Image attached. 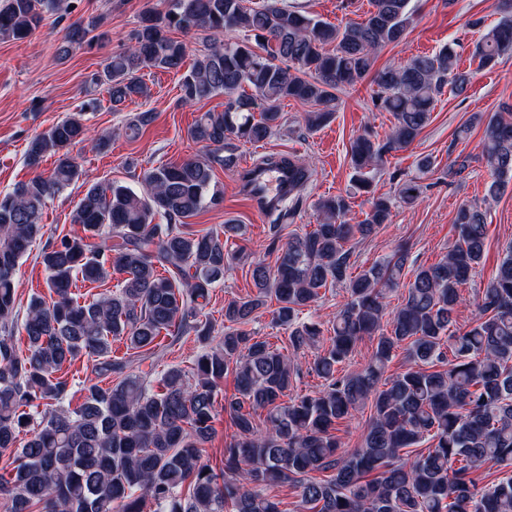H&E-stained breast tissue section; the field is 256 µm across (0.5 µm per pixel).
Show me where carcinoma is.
<instances>
[{"label":"carcinoma","instance_id":"1","mask_svg":"<svg viewBox=\"0 0 512 512\" xmlns=\"http://www.w3.org/2000/svg\"><path fill=\"white\" fill-rule=\"evenodd\" d=\"M410 2L372 0L364 20L343 26L282 0L259 8L245 0H169L164 12L144 10L130 44L92 78L107 86L112 109L148 95L141 69H182L188 47L171 32L242 29L241 39L208 44L180 80L182 103L222 96L224 109L202 113L191 127L201 153L143 170L141 190L88 184L71 215L78 230L37 255L50 300L31 298L21 321L15 278L43 237L46 203L82 176L73 148L89 144L104 152L112 135H91L83 107L28 141L27 166L37 168L49 155L54 168L0 190V455L13 458L10 476L0 477L7 512H145L149 503L153 512H224L228 505L232 512H283L271 490L286 484L306 512H512V475L481 488L475 481L479 472L512 463V245L462 332L453 330V315L484 256L487 211L480 206L458 208L454 245L438 262L415 268L408 283H401L404 247L351 273L352 241L391 223L396 204H413L421 194L416 176L400 180L393 196L376 195L372 186L386 155L426 127L444 89L466 91L471 75L459 70L453 46L375 73L373 106L392 113L396 124L383 140L365 131L351 144L353 188L370 204L364 220L349 223L348 198L329 197L316 205L313 230L285 239L283 221L298 206L293 193L308 180V168L283 156L243 176L247 187L265 166L299 174L288 197L267 206L274 265L252 264L255 293L224 303L220 336L205 309L231 269L226 244L243 225L227 223L219 233L187 223L223 202L212 178L216 168L234 165L232 141L269 138L281 125L284 100L311 105L308 129L330 123L337 92L369 74L378 50L405 39ZM498 9L504 16L472 51L481 68L512 55V0H498ZM64 11V0H0V40L23 41L44 14ZM96 28L94 19L75 22L67 42L80 45ZM482 155L486 196L494 200L512 179V110L490 117ZM114 275L121 276L115 290L83 302L74 297L77 281L103 283ZM336 286L348 298L313 364L322 389L290 399L296 357L320 336L303 311L320 290ZM400 287L403 302L389 314L386 295ZM271 297L278 304L273 322L287 333L286 353L245 329ZM17 327L26 336L25 354L14 343ZM191 333L201 352L190 367L171 366L156 382L152 364L125 373L132 360L152 358L159 336ZM365 338L375 341L369 360L340 373ZM114 341L130 358L112 357ZM399 351L405 370L385 376ZM81 356L95 361L97 377L121 379L85 387L72 409L64 406L68 382L56 373ZM229 373L230 395L221 388ZM220 398L234 433L217 471L202 448ZM368 402L373 414L361 446L339 454L336 423ZM329 471L328 480L314 477Z\"/></svg>","mask_w":512,"mask_h":512}]
</instances>
